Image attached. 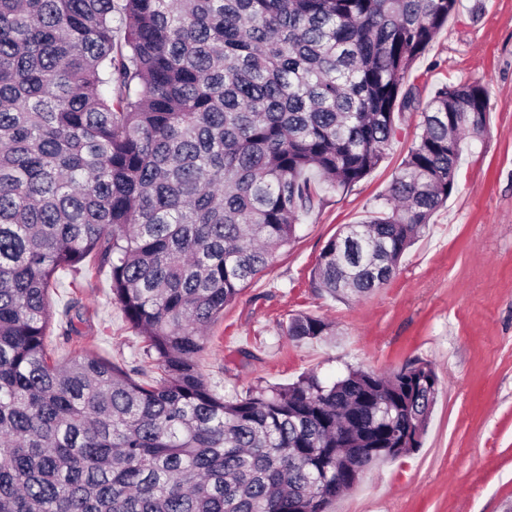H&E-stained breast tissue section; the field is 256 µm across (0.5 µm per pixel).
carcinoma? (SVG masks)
<instances>
[{
	"mask_svg": "<svg viewBox=\"0 0 512 512\" xmlns=\"http://www.w3.org/2000/svg\"><path fill=\"white\" fill-rule=\"evenodd\" d=\"M459 0H0V512H327L421 445L439 380L309 373L227 400L207 330L319 191L382 160L405 78ZM389 212L326 243L318 288L396 273L455 189L487 89L437 88ZM107 270L154 377L47 336L58 273ZM294 341L333 335L299 314Z\"/></svg>",
	"mask_w": 512,
	"mask_h": 512,
	"instance_id": "carcinoma-1",
	"label": "carcinoma"
}]
</instances>
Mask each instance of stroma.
<instances>
[{
	"label": "stroma",
	"mask_w": 512,
	"mask_h": 512,
	"mask_svg": "<svg viewBox=\"0 0 512 512\" xmlns=\"http://www.w3.org/2000/svg\"><path fill=\"white\" fill-rule=\"evenodd\" d=\"M409 81L417 103L381 163L348 191L323 194L295 241L212 324L197 367L219 395L243 397L310 372L330 383L351 368L428 363L440 393L420 447L371 467L329 512H512V0H460ZM459 83L485 86L490 121L466 140L447 204L387 285L350 301L315 288L327 241L385 211L423 109L436 88ZM75 299L79 333L48 336L56 356L87 347L142 364L143 338L113 303L107 272L49 296L59 316ZM300 313L332 322L335 335L291 340L286 327Z\"/></svg>",
	"instance_id": "35a3bbf8"
}]
</instances>
